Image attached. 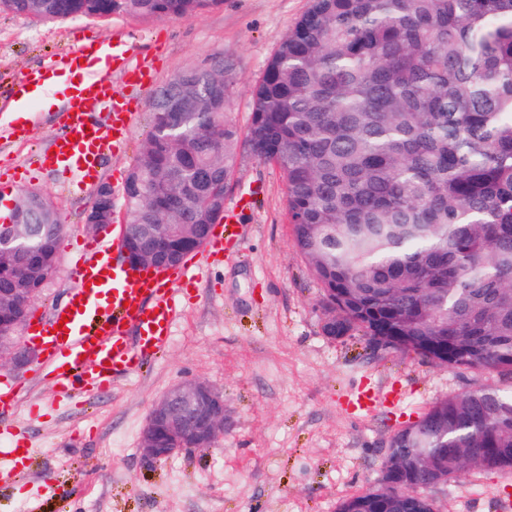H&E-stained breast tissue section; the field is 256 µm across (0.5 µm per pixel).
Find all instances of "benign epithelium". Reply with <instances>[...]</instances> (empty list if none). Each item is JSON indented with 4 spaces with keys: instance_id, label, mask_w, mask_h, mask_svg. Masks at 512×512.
<instances>
[{
    "instance_id": "obj_1",
    "label": "benign epithelium",
    "mask_w": 512,
    "mask_h": 512,
    "mask_svg": "<svg viewBox=\"0 0 512 512\" xmlns=\"http://www.w3.org/2000/svg\"><path fill=\"white\" fill-rule=\"evenodd\" d=\"M186 87L175 81L163 92L160 105L171 112L187 107ZM112 208L92 207L86 213L87 228L94 234L107 232L114 222ZM27 220L15 210L14 217L0 230V265H9L14 272L10 287L0 288V309L11 312L8 321L0 319V367L21 361L25 352L18 347L15 335L22 328L27 310L37 289L27 287L28 280L40 275L43 286L50 276L43 275L38 258L13 246L25 234ZM123 258L138 264L164 266L174 257L164 251L149 250L132 253L123 251ZM224 436V396L201 379L177 383L159 397L148 414L141 433L139 453L143 459L157 462L183 451L205 450L216 445Z\"/></svg>"
}]
</instances>
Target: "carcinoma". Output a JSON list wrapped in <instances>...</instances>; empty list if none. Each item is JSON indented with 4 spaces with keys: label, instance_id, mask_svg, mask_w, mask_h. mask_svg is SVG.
Segmentation results:
<instances>
[{
    "label": "carcinoma",
    "instance_id": "cac0c4a2",
    "mask_svg": "<svg viewBox=\"0 0 512 512\" xmlns=\"http://www.w3.org/2000/svg\"><path fill=\"white\" fill-rule=\"evenodd\" d=\"M224 0H0L37 20L190 18ZM196 98L151 130L124 183L125 237L167 224L175 262L186 224H217L241 149L287 182L295 247L334 313L325 336L372 351L512 380V0H312L252 92L246 136L227 117L224 60L189 67ZM30 246L57 264L64 227L25 192ZM512 468V384L436 401L392 438L394 494L351 495L337 512H434L411 489L466 469Z\"/></svg>",
    "mask_w": 512,
    "mask_h": 512
}]
</instances>
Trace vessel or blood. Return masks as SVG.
I'll return each instance as SVG.
<instances>
[{
	"label": "vessel or blood",
	"instance_id": "1",
	"mask_svg": "<svg viewBox=\"0 0 512 512\" xmlns=\"http://www.w3.org/2000/svg\"><path fill=\"white\" fill-rule=\"evenodd\" d=\"M101 49L98 41L85 44L62 64L25 76L11 90L14 99L26 100L47 80L70 79L63 105L67 121L32 167L41 174L75 180L86 189L97 184L102 160L128 142L138 116L114 89L113 72H120L128 84H147L153 78L149 66L129 65L117 47L108 55L106 68H98ZM242 218V207L225 210L217 231L190 260L176 267L113 264L112 256L122 246L119 224L108 235L80 241L76 282L68 301L47 320L28 324L24 330L36 341L35 375L51 379L63 396L76 388L102 390L117 377L135 372L144 357L162 353L182 311L183 288L194 271L211 263L225 246L240 243ZM132 326L138 330L134 341L128 338ZM9 438L10 446L0 448L1 484L13 482L18 451L25 446L19 433H10Z\"/></svg>",
	"mask_w": 512,
	"mask_h": 512
}]
</instances>
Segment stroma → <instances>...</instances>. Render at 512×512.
<instances>
[{
  "instance_id": "obj_1",
  "label": "stroma",
  "mask_w": 512,
  "mask_h": 512,
  "mask_svg": "<svg viewBox=\"0 0 512 512\" xmlns=\"http://www.w3.org/2000/svg\"><path fill=\"white\" fill-rule=\"evenodd\" d=\"M311 0H224L192 18L142 22L77 17L40 21L0 12V128L14 119L10 90L28 72L60 61L86 40H121L132 63H150L153 86H123L142 114L125 150L100 179L123 184L148 132L158 88L181 71L224 59L234 79L228 117L247 129L251 90ZM24 135L0 137V177L49 197L64 226L55 276L33 301L40 320L74 282L73 235L87 236L91 192L53 175H28L29 162L59 129L60 112L36 105ZM244 203V240L190 284L170 345L109 391L69 400L31 364L0 367L28 386L1 418L20 425L29 453L20 482L0 488V512H336L353 494L381 487V463L404 422L438 399L502 385L498 375L436 366L393 351L369 352L360 337L320 331V284L306 271L288 221L280 170L241 151L224 203ZM199 378L224 394L227 424L218 445L150 463L139 454L153 402L174 384ZM389 391L368 415L358 391ZM512 469L470 470L425 489L437 512H497Z\"/></svg>"
}]
</instances>
